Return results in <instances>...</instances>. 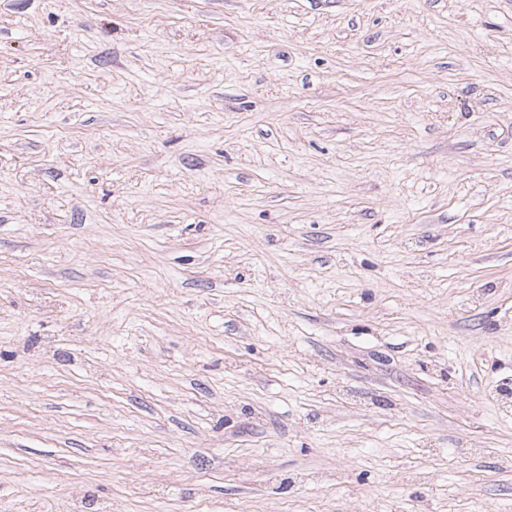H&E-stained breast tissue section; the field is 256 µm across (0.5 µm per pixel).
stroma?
<instances>
[{"mask_svg":"<svg viewBox=\"0 0 512 512\" xmlns=\"http://www.w3.org/2000/svg\"><path fill=\"white\" fill-rule=\"evenodd\" d=\"M512 512V0H0V512Z\"/></svg>","mask_w":512,"mask_h":512,"instance_id":"35a3bbf8","label":"stroma"}]
</instances>
